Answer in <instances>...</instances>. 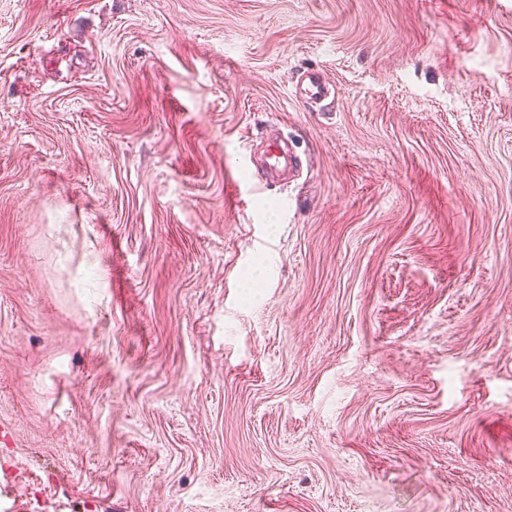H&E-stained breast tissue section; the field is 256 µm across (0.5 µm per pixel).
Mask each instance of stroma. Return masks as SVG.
<instances>
[{
    "label": "stroma",
    "mask_w": 512,
    "mask_h": 512,
    "mask_svg": "<svg viewBox=\"0 0 512 512\" xmlns=\"http://www.w3.org/2000/svg\"><path fill=\"white\" fill-rule=\"evenodd\" d=\"M0 428V512H512V0H0ZM301 94L310 100H320L329 94L328 83L316 71H307L301 81Z\"/></svg>",
    "instance_id": "35a3bbf8"
}]
</instances>
